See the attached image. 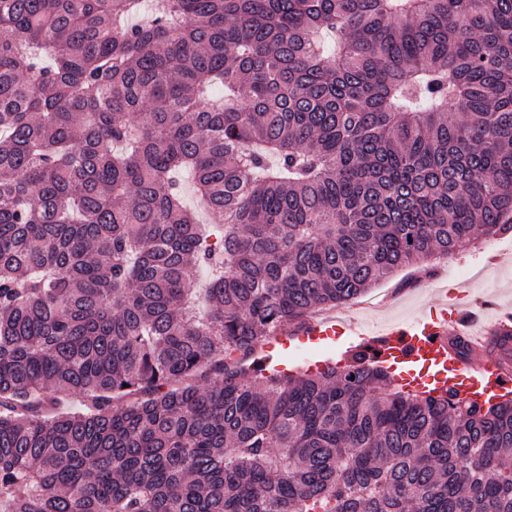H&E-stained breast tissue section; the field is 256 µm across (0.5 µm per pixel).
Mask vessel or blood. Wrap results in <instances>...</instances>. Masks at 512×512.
<instances>
[{
	"label": "vessel or blood",
	"mask_w": 512,
	"mask_h": 512,
	"mask_svg": "<svg viewBox=\"0 0 512 512\" xmlns=\"http://www.w3.org/2000/svg\"><path fill=\"white\" fill-rule=\"evenodd\" d=\"M499 318L486 322L465 317L458 313L439 311L413 322H397L384 327L372 347L380 354L381 361L393 363L401 376L413 377L431 374L437 387L457 393L460 398L485 399L492 395L512 393V372L506 370L497 352L491 351L493 334ZM303 335L310 342L323 345L336 333L334 319L326 318L305 326ZM459 336L471 349L480 351L478 362L462 357L448 345L449 336ZM278 355H266L265 367L287 371L286 355L295 345L294 337H278Z\"/></svg>",
	"instance_id": "obj_1"
}]
</instances>
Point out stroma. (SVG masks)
Masks as SVG:
<instances>
[{
  "label": "stroma",
  "mask_w": 512,
  "mask_h": 512,
  "mask_svg": "<svg viewBox=\"0 0 512 512\" xmlns=\"http://www.w3.org/2000/svg\"><path fill=\"white\" fill-rule=\"evenodd\" d=\"M512 311V233L479 237L440 265L438 276L425 284L406 267L367 290L360 300L324 307L316 318L351 315L373 330L390 322L411 321L442 307L486 318V301Z\"/></svg>",
  "instance_id": "obj_1"
}]
</instances>
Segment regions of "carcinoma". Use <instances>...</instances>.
I'll return each mask as SVG.
<instances>
[{
  "label": "carcinoma",
  "instance_id": "carcinoma-1",
  "mask_svg": "<svg viewBox=\"0 0 512 512\" xmlns=\"http://www.w3.org/2000/svg\"><path fill=\"white\" fill-rule=\"evenodd\" d=\"M141 4L0 0V512H512V395L254 358L512 232V0Z\"/></svg>",
  "mask_w": 512,
  "mask_h": 512
}]
</instances>
